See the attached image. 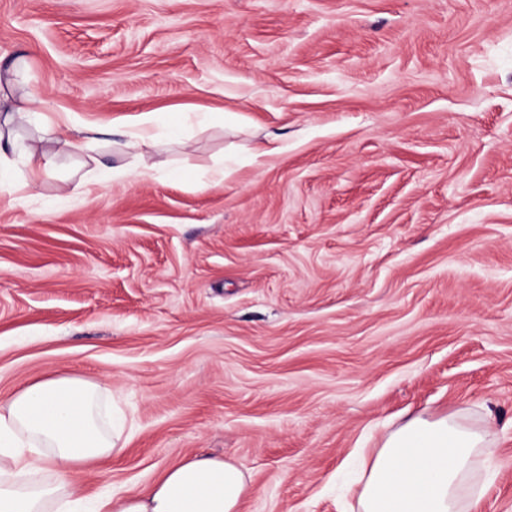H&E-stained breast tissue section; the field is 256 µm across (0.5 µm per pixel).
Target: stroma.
<instances>
[{"mask_svg":"<svg viewBox=\"0 0 512 512\" xmlns=\"http://www.w3.org/2000/svg\"><path fill=\"white\" fill-rule=\"evenodd\" d=\"M19 56L103 168L155 117L153 178L85 200L61 151L0 197V396L68 375L125 420L83 495L206 455L240 512H347L352 448L489 410L483 512H512V0H0Z\"/></svg>","mask_w":512,"mask_h":512,"instance_id":"stroma-1","label":"stroma"}]
</instances>
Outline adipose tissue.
Returning <instances> with one entry per match:
<instances>
[{
  "label": "adipose tissue",
  "mask_w": 512,
  "mask_h": 512,
  "mask_svg": "<svg viewBox=\"0 0 512 512\" xmlns=\"http://www.w3.org/2000/svg\"><path fill=\"white\" fill-rule=\"evenodd\" d=\"M27 63L0 66V194L14 184L34 190L52 159L41 141L20 139L16 126L40 124L60 148L93 155L97 137L73 138L68 125L39 112L22 90ZM99 384L56 376L24 384L0 398V512H240L254 493L234 463L198 455L165 469L148 488L90 499L69 480L79 466L120 454L125 443L101 424ZM492 417L471 423L461 412L415 415L379 447L360 448L358 512H481L484 489L470 487L479 461L496 453Z\"/></svg>",
  "instance_id": "1"
}]
</instances>
